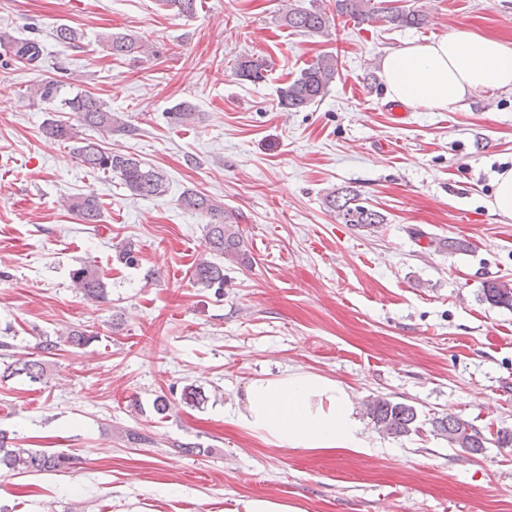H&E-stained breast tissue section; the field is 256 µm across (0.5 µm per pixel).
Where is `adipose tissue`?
Listing matches in <instances>:
<instances>
[{
    "instance_id": "ef3b65f1",
    "label": "adipose tissue",
    "mask_w": 512,
    "mask_h": 512,
    "mask_svg": "<svg viewBox=\"0 0 512 512\" xmlns=\"http://www.w3.org/2000/svg\"><path fill=\"white\" fill-rule=\"evenodd\" d=\"M381 77L390 98L432 108L487 89H512V46L453 32L385 53ZM234 417L266 444L302 454L368 452L353 396L340 382L309 371L250 379Z\"/></svg>"
}]
</instances>
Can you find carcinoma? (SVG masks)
<instances>
[{
  "mask_svg": "<svg viewBox=\"0 0 512 512\" xmlns=\"http://www.w3.org/2000/svg\"><path fill=\"white\" fill-rule=\"evenodd\" d=\"M164 5L177 13L191 17L196 14L198 0H162ZM336 13L327 11L320 0H310L309 6L288 5L283 15L284 24L307 34L324 35L335 24V17H350L365 21L375 18L380 9L371 5V0H335ZM385 20L396 28H419L426 23V15L420 11L389 7ZM3 46L16 60L33 68L41 66V45L33 39L3 38ZM108 47L116 57H137L154 54L147 42L124 33H113L108 37ZM235 74L242 80L253 83L264 79L267 63L261 58L242 57L234 66ZM338 60L332 54H323L313 60L299 75L285 86L278 88V105L287 112H299L326 95L330 84L336 79ZM58 86L52 80L45 81L34 89L33 95L42 102H52L57 96ZM63 111L72 115L70 120L52 119L42 127L43 135L53 141L66 143L80 139L81 129L88 127L101 133H112L115 119L112 111L95 95L77 93L62 100ZM81 162L87 168L101 171L117 178L122 188L134 198H157L166 192L164 175L146 165L131 154L105 149L95 142H86L78 147ZM326 206L345 224L370 228L383 223L380 212L357 203V194L350 189L334 190L325 196ZM181 205L206 218V248L214 259H201L193 269V278L203 288H224V263L247 265L250 258L239 229V215L216 204L205 194L188 191L181 197ZM68 207L84 224H98L102 218V206L98 198L85 194L68 200ZM72 286L83 299L102 302L106 299L100 270L84 265L72 273ZM487 302L494 306L512 307V285L507 281L491 282L483 289ZM97 338L89 329H68L53 340L45 337L39 349L52 354L64 341L70 346L82 347ZM25 376L33 384H41L46 369L41 360L28 355L20 356L4 366L0 378ZM366 414L379 431L395 437L409 434L415 429L417 411L414 406L394 402L384 397L367 401ZM436 434L448 438V442L471 453L485 447L487 438L472 423L456 415L436 417L431 421ZM74 464L73 458L63 454H46L30 448L12 445L6 432L0 430V468L9 472L35 473L57 471Z\"/></svg>",
  "mask_w": 512,
  "mask_h": 512,
  "instance_id": "obj_1",
  "label": "carcinoma"
}]
</instances>
